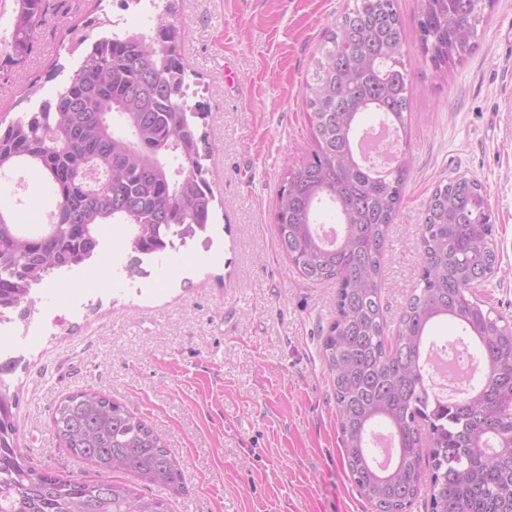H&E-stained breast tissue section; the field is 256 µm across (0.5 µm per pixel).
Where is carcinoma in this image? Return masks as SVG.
<instances>
[{"label":"carcinoma","mask_w":512,"mask_h":512,"mask_svg":"<svg viewBox=\"0 0 512 512\" xmlns=\"http://www.w3.org/2000/svg\"><path fill=\"white\" fill-rule=\"evenodd\" d=\"M178 0H165L155 28L103 32L108 15L68 29L80 52L74 76L32 110L0 127V171L22 163L51 189L50 223L27 230L0 207V317L31 312L30 293L61 270L94 257L103 227L126 225L140 253L213 224L216 197L206 161L213 146L198 134L205 118L191 102ZM483 0H416L423 56L441 70L475 47ZM45 0H13L11 51L23 66L34 49ZM396 0H356L325 35L303 99L315 144L288 168L275 204L279 247L314 284L336 285V313L323 356L350 475L375 512H406L428 463L431 512H512V323L476 296L498 268L486 191L476 178H450L429 198L421 227L422 265L396 336H385L381 304L384 245L401 207L409 158L380 179L357 161L354 138L369 114L408 135L409 72ZM105 177L89 189L86 165ZM335 209L340 232L328 242L317 211ZM451 319L474 342L483 376L460 400L433 393L421 369L436 344L433 327ZM0 361V512H167V505L107 479L124 471L177 492L183 474L147 421L94 389L65 397L52 413L57 437L104 478H62L25 463ZM383 423L395 451L384 470L368 445Z\"/></svg>","instance_id":"1"}]
</instances>
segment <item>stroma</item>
<instances>
[{
	"mask_svg": "<svg viewBox=\"0 0 512 512\" xmlns=\"http://www.w3.org/2000/svg\"><path fill=\"white\" fill-rule=\"evenodd\" d=\"M164 0L119 11L115 0H46L26 64L0 79V120L30 109L71 78L65 26L94 7L145 30ZM355 0H181L183 49L197 73L200 121L218 150L208 162L226 207L206 235L154 256L122 246L119 272L103 256L87 268L94 292L62 311L60 288L36 289L16 322L30 334L62 314L10 376L19 442L31 466L93 480L51 427L66 396L92 387L141 414L180 463L185 490L118 482L164 500L169 512H373L350 478L322 357L336 288L304 281L281 252L273 209L287 165L307 157L302 91L313 56ZM412 95L411 168L387 232L382 295L388 333L420 273L423 212L437 185L465 175L487 191L499 270L479 296L512 320V0H494L476 48L438 75L421 55L414 0H398ZM27 195L0 180V204L21 222L55 198L33 173Z\"/></svg>",
	"mask_w": 512,
	"mask_h": 512,
	"instance_id": "1",
	"label": "stroma"
}]
</instances>
